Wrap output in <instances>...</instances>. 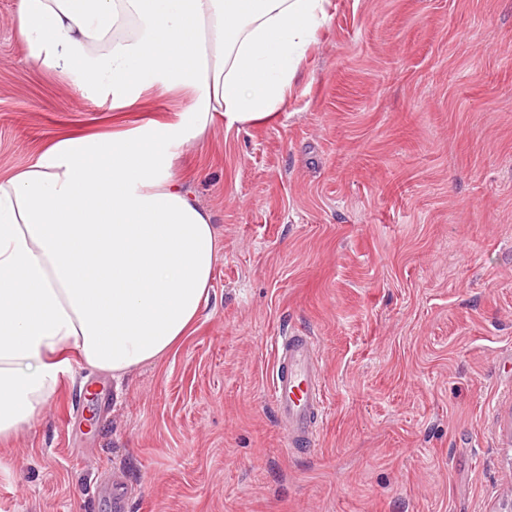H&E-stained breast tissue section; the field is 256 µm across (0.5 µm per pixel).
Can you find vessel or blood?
<instances>
[{
  "label": "vessel or blood",
  "instance_id": "b4317fda",
  "mask_svg": "<svg viewBox=\"0 0 512 512\" xmlns=\"http://www.w3.org/2000/svg\"><path fill=\"white\" fill-rule=\"evenodd\" d=\"M268 397L288 427L287 447L309 449L324 423L321 367L312 337L288 332L273 337Z\"/></svg>",
  "mask_w": 512,
  "mask_h": 512
}]
</instances>
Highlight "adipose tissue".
Segmentation results:
<instances>
[{"instance_id":"1","label":"adipose tissue","mask_w":512,"mask_h":512,"mask_svg":"<svg viewBox=\"0 0 512 512\" xmlns=\"http://www.w3.org/2000/svg\"><path fill=\"white\" fill-rule=\"evenodd\" d=\"M329 0H18L26 61L80 98L134 108L179 92L163 126L62 135L0 175V442L49 408L71 357L119 378L168 355L209 300L212 213L177 146L286 105Z\"/></svg>"}]
</instances>
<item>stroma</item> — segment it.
<instances>
[{"mask_svg": "<svg viewBox=\"0 0 512 512\" xmlns=\"http://www.w3.org/2000/svg\"><path fill=\"white\" fill-rule=\"evenodd\" d=\"M0 0V174L53 136L174 120L35 69ZM278 116L180 156L211 297L121 381L76 369L0 444V512H493L512 497V0H330ZM313 337L325 420L285 446L269 341Z\"/></svg>", "mask_w": 512, "mask_h": 512, "instance_id": "stroma-1", "label": "stroma"}]
</instances>
